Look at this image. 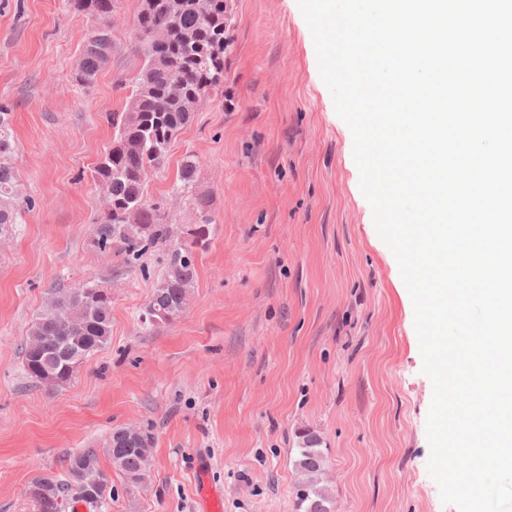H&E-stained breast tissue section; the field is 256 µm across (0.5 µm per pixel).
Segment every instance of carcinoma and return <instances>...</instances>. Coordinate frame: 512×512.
<instances>
[{
  "label": "carcinoma",
  "mask_w": 512,
  "mask_h": 512,
  "mask_svg": "<svg viewBox=\"0 0 512 512\" xmlns=\"http://www.w3.org/2000/svg\"><path fill=\"white\" fill-rule=\"evenodd\" d=\"M69 8L93 18L84 36V48L73 72L74 81L92 86L112 57V26L107 19L119 0H68ZM226 0H139L135 36L143 64L136 73L128 108L109 118L114 136L93 169L103 191L101 218L95 224L92 247L114 250L125 263L138 260L152 245H165L161 278L149 298L140 323L153 330L176 319L186 308L196 278L195 249L206 247L212 219L208 201L194 197L197 222L181 236L165 222L161 203L145 194L148 176L163 167L178 133L192 120L198 104L224 89V53L227 38ZM14 150L11 112L0 105V234L20 223L21 202L17 173L10 162ZM196 164L184 159L175 191L187 195L195 187ZM112 296H96L77 287H56L29 327L22 343L26 375L40 367L56 376L50 388L72 381L62 368L74 348L88 358L105 347L112 336ZM106 448L112 467L129 482L145 480L153 437L135 427L112 431ZM321 437L311 429L299 435V476L296 496L304 512H331V499L322 485L326 461ZM69 480L40 476L36 512H63L65 505L82 503L98 512L112 498L111 475L100 467L92 451L69 457Z\"/></svg>",
  "instance_id": "obj_1"
}]
</instances>
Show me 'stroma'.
<instances>
[{"label": "stroma", "instance_id": "stroma-1", "mask_svg": "<svg viewBox=\"0 0 512 512\" xmlns=\"http://www.w3.org/2000/svg\"><path fill=\"white\" fill-rule=\"evenodd\" d=\"M138 0L113 14L112 59L91 89L72 71L91 18L67 0H0V104L34 207L0 238V512H34L24 489L67 479L71 454L111 470L113 429L154 441L146 479L112 475L103 512H197L195 471L223 512H300L299 434L317 431L335 512H457L428 472L433 394L414 307L360 189L353 137L337 115L297 0H230L224 90L202 101L147 180L181 232L172 194L185 156L210 201L206 248L184 312L142 330L161 248L139 263L91 246L102 210L92 169L141 63ZM112 292V337L65 387L33 382L21 344L50 284Z\"/></svg>", "mask_w": 512, "mask_h": 512}]
</instances>
